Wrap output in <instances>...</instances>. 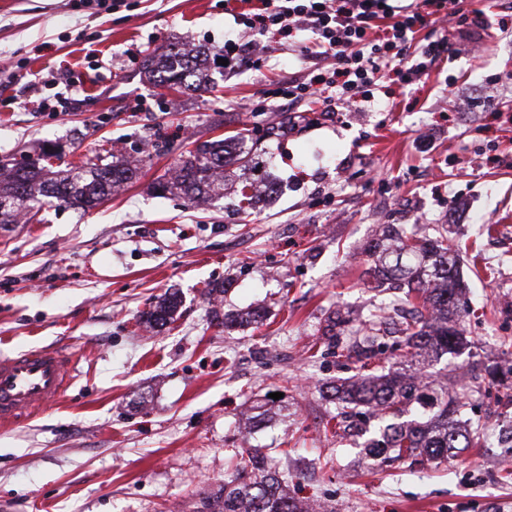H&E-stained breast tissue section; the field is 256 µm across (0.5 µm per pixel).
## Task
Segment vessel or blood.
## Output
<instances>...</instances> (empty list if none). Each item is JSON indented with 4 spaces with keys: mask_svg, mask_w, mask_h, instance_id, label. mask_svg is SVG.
Here are the masks:
<instances>
[{
    "mask_svg": "<svg viewBox=\"0 0 512 512\" xmlns=\"http://www.w3.org/2000/svg\"><path fill=\"white\" fill-rule=\"evenodd\" d=\"M77 366L50 348L0 357V424L51 407Z\"/></svg>",
    "mask_w": 512,
    "mask_h": 512,
    "instance_id": "1",
    "label": "vessel or blood"
}]
</instances>
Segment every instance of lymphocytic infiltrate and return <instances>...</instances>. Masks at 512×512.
Masks as SVG:
<instances>
[{
    "label": "lymphocytic infiltrate",
    "instance_id": "lymphocytic-infiltrate-1",
    "mask_svg": "<svg viewBox=\"0 0 512 512\" xmlns=\"http://www.w3.org/2000/svg\"><path fill=\"white\" fill-rule=\"evenodd\" d=\"M448 10L458 28L469 25L475 10L472 0H422L421 5L394 13L386 0H258L254 7L233 12L236 25L260 35L292 37L306 32L310 38L304 56L313 63L331 59L322 72L307 71L283 80L285 96L294 102L321 101L331 111L349 108L355 98L371 104L383 76L396 72L411 86L436 62L452 56L450 39L419 42L418 26L427 25L428 6Z\"/></svg>",
    "mask_w": 512,
    "mask_h": 512
}]
</instances>
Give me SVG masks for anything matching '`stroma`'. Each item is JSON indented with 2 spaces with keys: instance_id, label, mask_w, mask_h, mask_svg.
<instances>
[{
  "instance_id": "stroma-1",
  "label": "stroma",
  "mask_w": 512,
  "mask_h": 512,
  "mask_svg": "<svg viewBox=\"0 0 512 512\" xmlns=\"http://www.w3.org/2000/svg\"><path fill=\"white\" fill-rule=\"evenodd\" d=\"M223 0H0V158L59 148L55 168L86 154L141 159L140 176L95 209L45 206L0 231V355L70 353L78 374L54 406L0 425V512H188L223 482L245 446L275 449L297 497L330 512H512V391L489 366H512V0H477L483 15L419 38H453L457 56L428 77L383 80L374 106L344 112L291 105L280 77L303 68L295 47L268 49ZM248 43L233 73L216 65L207 92L158 87L144 74L160 47L223 57ZM67 112L40 111L61 84ZM151 104L133 112L134 98ZM248 129L279 190L239 209L255 177L224 172V196L198 206L152 181L184 145ZM439 230L458 250L470 342L421 368L472 380L468 413L487 445L439 463L380 465L343 437L326 387L354 375L348 346L392 292L366 274V247L386 225ZM228 283L220 301L208 288ZM178 292L177 320L144 314ZM262 310L223 329L216 312ZM349 324L335 342L327 320ZM272 419L243 438L257 402Z\"/></svg>"
}]
</instances>
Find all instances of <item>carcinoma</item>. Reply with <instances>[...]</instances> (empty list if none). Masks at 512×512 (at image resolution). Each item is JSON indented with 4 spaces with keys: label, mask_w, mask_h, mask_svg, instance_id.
Here are the masks:
<instances>
[{
    "label": "carcinoma",
    "mask_w": 512,
    "mask_h": 512,
    "mask_svg": "<svg viewBox=\"0 0 512 512\" xmlns=\"http://www.w3.org/2000/svg\"><path fill=\"white\" fill-rule=\"evenodd\" d=\"M209 54L205 51L155 52L145 67L157 86L180 91L190 86L204 91L210 85L206 73ZM248 138L238 133L227 139L206 141L182 155L176 167L159 177L155 191L181 193L191 204L205 201L208 195L224 189V168L230 164L248 166L254 162ZM141 160L100 155L86 158L80 165L53 172L34 163L0 160V226L18 224L40 203V198L55 200L73 209L88 211L101 205L112 192L138 177ZM373 278L394 289H404L403 302L412 306L399 333L405 358L422 362L448 353L459 354L468 341L460 329L459 297L464 289L458 265L459 254L451 252L443 235H387L370 246ZM180 306L170 293L152 310L145 321L163 328L174 322ZM357 361L367 367L381 354L375 337L367 336L353 347ZM465 375L458 374L454 391L448 384L432 385L421 373H380L354 376L332 388L331 399L341 411L336 424L346 423L352 414H364L374 421L373 428L359 426L354 436L361 439L366 454L382 462L409 459L411 462L448 458L450 448H480L483 432L459 426L466 407ZM416 403L433 410L432 417L419 420ZM196 512H315L288 491V475L272 464L259 448L241 456L234 473L224 485L207 493Z\"/></svg>",
    "instance_id": "carcinoma-1"
}]
</instances>
